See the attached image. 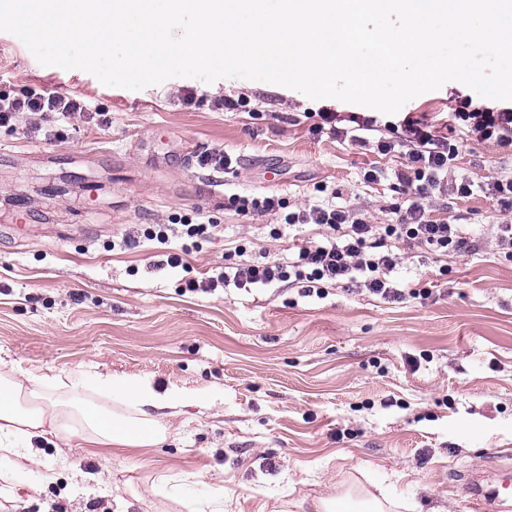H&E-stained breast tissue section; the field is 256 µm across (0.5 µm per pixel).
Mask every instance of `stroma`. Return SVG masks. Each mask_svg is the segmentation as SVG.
Listing matches in <instances>:
<instances>
[{"label":"stroma","mask_w":512,"mask_h":512,"mask_svg":"<svg viewBox=\"0 0 512 512\" xmlns=\"http://www.w3.org/2000/svg\"><path fill=\"white\" fill-rule=\"evenodd\" d=\"M26 86L67 93L104 118L75 117L52 140L35 115L0 127V364L23 378L146 376L207 398L172 418L169 438L143 457L42 445L54 481L22 475L21 501L0 485V512H141L135 498L163 473L204 504L223 485L231 512L276 501L309 512L316 498L371 482L411 512H469L464 477L512 470V261L491 242L512 210L496 196L431 202L432 218L461 225L469 247L439 264L402 259L392 280L430 289L426 300L339 286L317 296L281 283L189 292L188 278L219 272L235 247L250 261L284 258L314 233L293 226L273 239L276 216L240 214L232 195H274L293 209L338 197L369 223L389 224L410 194L394 176L405 158L315 133L319 112H351V103L242 78L107 86L41 65L0 31V96ZM189 91L192 106L182 102ZM463 99L501 106L450 81L378 121L429 114L458 148L457 177L512 178V146L454 118ZM190 143L238 164L200 168L185 154ZM372 167L386 179L366 182ZM198 211L222 233L184 255V268L161 266L182 241L164 246L142 239L143 229Z\"/></svg>","instance_id":"stroma-1"}]
</instances>
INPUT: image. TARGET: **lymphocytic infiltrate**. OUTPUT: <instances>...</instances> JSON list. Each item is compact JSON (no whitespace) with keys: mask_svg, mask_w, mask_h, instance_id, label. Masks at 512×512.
Returning a JSON list of instances; mask_svg holds the SVG:
<instances>
[{"mask_svg":"<svg viewBox=\"0 0 512 512\" xmlns=\"http://www.w3.org/2000/svg\"><path fill=\"white\" fill-rule=\"evenodd\" d=\"M84 103L48 89H23L14 97L0 96V126H9L18 114L32 112L46 123V137H55L53 122L70 119L85 111ZM458 119L471 124L483 139L512 146V110L461 111ZM379 152H396L407 160L396 178L412 192L405 205L396 207L391 224H369L356 218L350 206L314 204L285 215L288 225H311L325 230L322 242L299 246L288 261L267 260L225 264L218 278L237 287L264 288L288 280L305 284L307 291L322 292L325 286L348 284L385 298L428 297V290L397 288L389 275L400 261L394 244L438 257L463 248L466 240L460 225L431 219L427 202L436 196L474 192L469 182L454 183L448 164L455 149L447 137L436 135L421 119L404 118L401 127L374 141Z\"/></svg>","mask_w":512,"mask_h":512,"instance_id":"lymphocytic-infiltrate-1","label":"lymphocytic infiltrate"}]
</instances>
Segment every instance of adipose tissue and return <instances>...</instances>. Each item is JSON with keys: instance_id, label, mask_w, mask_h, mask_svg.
<instances>
[{"instance_id": "1", "label": "adipose tissue", "mask_w": 512, "mask_h": 512, "mask_svg": "<svg viewBox=\"0 0 512 512\" xmlns=\"http://www.w3.org/2000/svg\"><path fill=\"white\" fill-rule=\"evenodd\" d=\"M62 380L54 375L35 377L33 386L18 380L12 370L0 366V454L10 457L14 471L24 472L38 466L33 450L35 440L51 445H70L78 441L88 450L104 449L119 459L132 453H145L166 436L167 416L180 413L197 403L188 392L159 389L148 377L95 375L93 391L111 396L115 411L91 406L79 409L80 432L63 428V414L58 401L43 400L40 406L25 408L21 398L38 396L40 389H60ZM314 512H395V502L378 498L367 489H350L314 501Z\"/></svg>"}]
</instances>
